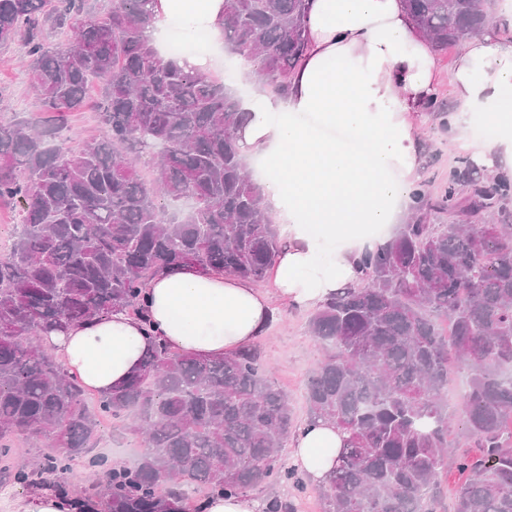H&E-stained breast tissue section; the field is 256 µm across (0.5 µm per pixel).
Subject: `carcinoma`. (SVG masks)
I'll return each mask as SVG.
<instances>
[{
	"label": "carcinoma",
	"instance_id": "obj_1",
	"mask_svg": "<svg viewBox=\"0 0 512 512\" xmlns=\"http://www.w3.org/2000/svg\"><path fill=\"white\" fill-rule=\"evenodd\" d=\"M0 0V44L22 42L48 117L0 123V205L17 210L0 258V487H48L74 512H189L207 496L304 483L280 456L299 426L260 353L177 355L165 344L121 388L94 395L41 335L123 306L145 318L143 287L193 265L266 277L282 242L262 210L236 131L239 100L212 74L159 57L144 37L148 0ZM419 29L446 51L492 21L483 0H407ZM307 0H225L224 43L255 62L283 96L305 51ZM70 34L49 48L46 29ZM102 93V134L73 149L62 132ZM155 158L150 183L135 161ZM512 179L467 162L434 199L357 261L359 283L309 319L329 353L306 387L308 416L342 435L321 488L323 512H437L448 466L450 512H512ZM454 221L431 223L432 213ZM466 372L460 417L448 382ZM109 421L146 450L112 467L92 453ZM36 460L13 461L16 438ZM95 476L78 485L74 466Z\"/></svg>",
	"mask_w": 512,
	"mask_h": 512
}]
</instances>
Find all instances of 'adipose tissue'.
<instances>
[{
  "label": "adipose tissue",
  "instance_id": "ef3b65f1",
  "mask_svg": "<svg viewBox=\"0 0 512 512\" xmlns=\"http://www.w3.org/2000/svg\"><path fill=\"white\" fill-rule=\"evenodd\" d=\"M149 7L151 42L163 41L174 24L185 37L222 36L224 0H150ZM306 35L287 97L245 99L250 117L237 132L243 154L260 164L263 208L284 238L271 292L185 266L146 283L145 318L119 307L43 334L42 343L89 389L122 386L161 341L198 359L246 347L265 332L273 301L306 310L357 281L356 261L376 248V229L409 211L421 179L418 127L436 92L431 42L403 0H309ZM453 83L458 105L448 123L457 145L481 171L512 170V43L492 28L466 39ZM483 124L501 137H472ZM340 445L335 425L304 424L293 463L321 486Z\"/></svg>",
  "mask_w": 512,
  "mask_h": 512
}]
</instances>
